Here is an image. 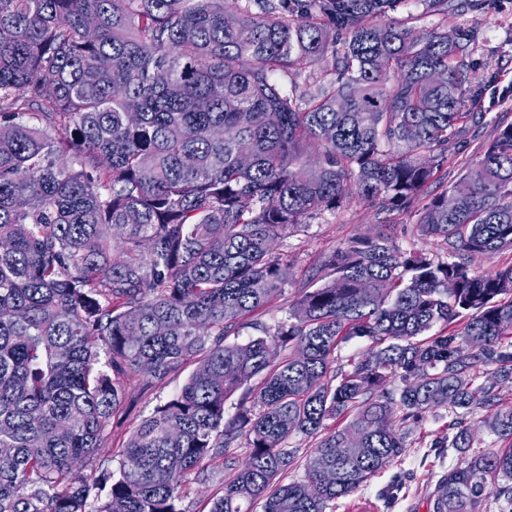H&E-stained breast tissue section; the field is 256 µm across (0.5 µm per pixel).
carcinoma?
<instances>
[{
  "mask_svg": "<svg viewBox=\"0 0 512 512\" xmlns=\"http://www.w3.org/2000/svg\"><path fill=\"white\" fill-rule=\"evenodd\" d=\"M408 2L0 0V512H183L217 458L210 512H326L438 407L432 447L457 460L430 512H512V264L463 259L512 249V123L453 207L445 189L420 210L459 259L353 239L287 319L226 342L283 288L285 230L352 192L415 207L483 126L463 92L474 33L387 19ZM329 53L308 98L276 84ZM353 339L369 348L336 367ZM187 365L114 476L127 381ZM484 429L494 452L473 451ZM296 435L314 447L287 482ZM77 461L99 475L70 478ZM469 265L480 273L490 274L502 267L512 264V250H504L497 253L472 255Z\"/></svg>",
  "mask_w": 512,
  "mask_h": 512,
  "instance_id": "carcinoma-1",
  "label": "carcinoma"
}]
</instances>
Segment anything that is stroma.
I'll use <instances>...</instances> for the list:
<instances>
[{
    "label": "stroma",
    "mask_w": 512,
    "mask_h": 512,
    "mask_svg": "<svg viewBox=\"0 0 512 512\" xmlns=\"http://www.w3.org/2000/svg\"><path fill=\"white\" fill-rule=\"evenodd\" d=\"M460 27L477 32L471 55L477 79L465 94L478 98L486 123L477 137L467 140L444 159L439 171L441 181L431 187L435 193L459 184L482 145L494 139L498 126L512 122V0H479L475 9L468 7L467 0H448L447 20L424 16L416 32L422 36L434 30L449 34ZM417 220V211H384L376 203L353 197L339 209L320 212L307 224L288 229L274 245L288 272L287 283L281 297L258 314L259 326L270 327L286 318L300 286L324 275L334 251L352 238L376 235L382 226H391L402 249L447 259V244L421 236ZM188 376L184 370L148 390L132 388L134 405L126 426L117 429V439L126 438L130 426L172 398ZM447 420L446 409L428 413L419 426L412 428L399 460L374 476L355 495L338 500L332 512H429L439 479L456 462L455 455L447 449L431 445Z\"/></svg>",
    "instance_id": "obj_1"
}]
</instances>
